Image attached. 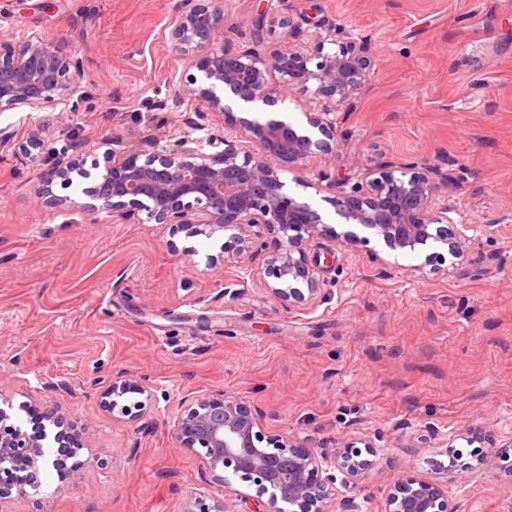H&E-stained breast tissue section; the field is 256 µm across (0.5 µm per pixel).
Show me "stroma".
<instances>
[{"instance_id": "stroma-1", "label": "stroma", "mask_w": 512, "mask_h": 512, "mask_svg": "<svg viewBox=\"0 0 512 512\" xmlns=\"http://www.w3.org/2000/svg\"><path fill=\"white\" fill-rule=\"evenodd\" d=\"M214 2L225 50L274 43L255 27L258 0ZM269 6L299 38L332 23L368 36L375 74L336 114V172L445 163L462 183L450 202L474 227L463 260L451 266L442 244L427 261L375 236L353 248L323 236L311 248L323 298L296 307L234 263L207 267L218 239L37 204L56 148L89 161L101 136L119 159L193 148L179 81L200 55L169 42L172 0H0V33L64 39L86 94L76 112H0V403L30 434L58 411L79 447L38 473L41 494L1 481L0 512H187L223 497L264 512L252 481L230 475L225 495L174 437L184 397L216 391L260 411L264 434L328 453L373 446L372 467L339 489L362 512H384L404 474L443 481L437 434L455 433L472 465L484 448L469 430L512 428V0ZM42 121L52 148L34 163L22 147ZM119 376L135 389L111 406ZM449 495L457 512H512V472L480 471Z\"/></svg>"}]
</instances>
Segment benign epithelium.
Wrapping results in <instances>:
<instances>
[{
    "label": "benign epithelium",
    "mask_w": 512,
    "mask_h": 512,
    "mask_svg": "<svg viewBox=\"0 0 512 512\" xmlns=\"http://www.w3.org/2000/svg\"><path fill=\"white\" fill-rule=\"evenodd\" d=\"M173 13V48L202 54V77L191 76L181 85L183 95L197 102L199 115L228 112L229 100L275 104L268 84L277 75L281 96L296 86L310 92L304 104L306 124L241 117L234 128L197 140L191 150L117 163L107 149L103 162L94 161L89 169L85 158L75 154L45 171L36 190L42 204L62 210L77 207L95 221L176 224L191 237L211 239L226 233L220 252L209 258L214 266L228 261L230 251L241 263L250 259L264 231L275 229L281 234L271 261L275 283L264 287L289 304H311L320 294L318 259L309 258L308 249L318 236L329 235L346 247L359 243V232L367 231L405 255L441 243L452 260L463 257L472 227L448 204L459 185L439 169L425 166L408 173L382 165L365 169L363 182L351 184L327 165L338 146L336 112L373 75L368 38L331 24L303 43L284 41L267 53L248 48L229 54L213 48L214 40L224 35V12L212 0H174ZM80 67L61 38L36 35L12 42L0 37V112L20 107L30 112L78 111ZM284 161L310 172L297 180L318 189L325 182L339 190L336 215L347 230L329 229L318 209L288 191ZM57 183L63 189L79 188L86 200L55 194ZM260 426L257 413L224 391L187 405L176 417L174 434L180 447L204 449L201 468L222 485H228L223 472L229 467L252 480L259 495H268L266 512H334L336 473L354 477L371 464L357 451L328 454L308 442L266 437ZM46 439L44 430L28 438L30 465L15 481L17 493L41 492L34 474L49 462ZM508 448L512 435L479 465L499 466ZM439 468L446 484L407 474L388 493L385 512H455L449 486L469 484L474 468L443 463Z\"/></svg>",
    "instance_id": "1"
}]
</instances>
